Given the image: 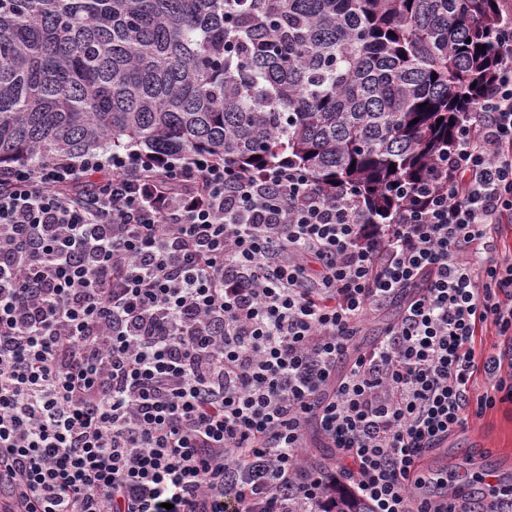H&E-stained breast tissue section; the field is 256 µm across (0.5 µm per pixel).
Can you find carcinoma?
Listing matches in <instances>:
<instances>
[{"instance_id":"cac0c4a2","label":"carcinoma","mask_w":512,"mask_h":512,"mask_svg":"<svg viewBox=\"0 0 512 512\" xmlns=\"http://www.w3.org/2000/svg\"><path fill=\"white\" fill-rule=\"evenodd\" d=\"M496 3L0 0V166L108 143L284 160L389 224L497 67Z\"/></svg>"}]
</instances>
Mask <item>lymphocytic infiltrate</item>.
Listing matches in <instances>:
<instances>
[{
    "mask_svg": "<svg viewBox=\"0 0 512 512\" xmlns=\"http://www.w3.org/2000/svg\"><path fill=\"white\" fill-rule=\"evenodd\" d=\"M497 55L389 224L287 164L105 146L0 172L10 512H330L339 483L372 512H477L413 489L428 450L512 400V25ZM394 301L357 349L365 313ZM480 371L492 392H474ZM399 312L400 305L396 302L379 312L366 314L360 325V336H356V347L365 348L377 342L397 320Z\"/></svg>",
    "mask_w": 512,
    "mask_h": 512,
    "instance_id": "obj_1",
    "label": "lymphocytic infiltrate"
}]
</instances>
